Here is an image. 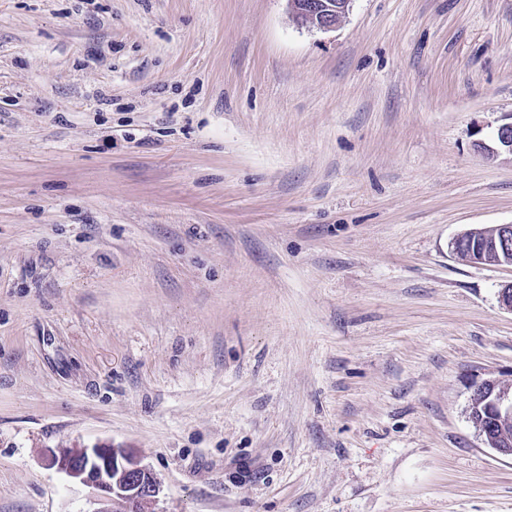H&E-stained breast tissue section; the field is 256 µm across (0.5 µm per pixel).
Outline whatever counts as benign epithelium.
<instances>
[{"label": "benign epithelium", "mask_w": 512, "mask_h": 512, "mask_svg": "<svg viewBox=\"0 0 512 512\" xmlns=\"http://www.w3.org/2000/svg\"><path fill=\"white\" fill-rule=\"evenodd\" d=\"M352 0H288L290 10L307 25L328 32L336 28L348 11ZM469 260L487 262V256H499L497 263L512 266L501 259L512 245V224L469 231ZM484 406L485 417L474 422L483 444L501 456H512V437L501 427L512 423V392L501 388L494 380L484 379L473 384L471 402ZM49 465L73 481L93 488L101 500L119 505V509L98 512H149L150 504L159 493L157 475L142 465L136 451L109 444L92 447L66 448L49 457Z\"/></svg>", "instance_id": "benign-epithelium-1"}]
</instances>
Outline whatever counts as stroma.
Returning a JSON list of instances; mask_svg holds the SVG:
<instances>
[{"label":"stroma","instance_id":"35a3bbf8","mask_svg":"<svg viewBox=\"0 0 512 512\" xmlns=\"http://www.w3.org/2000/svg\"><path fill=\"white\" fill-rule=\"evenodd\" d=\"M512 0H0V512H512ZM352 0H288L290 10L309 27L328 32L336 28ZM471 240L470 261L474 263L495 262L512 266V258L509 261L502 259V254H507V249L512 242V224H498L492 227L469 231L466 233ZM495 254L497 260L487 259V255ZM478 400L484 406L485 417L472 422L483 444L501 456L511 457L512 424L505 428L510 436L505 434L503 426L512 423V392L501 388L494 380L484 379L473 384L470 408ZM48 461L71 480L96 490L101 500L120 506L96 512H152L147 505L158 495L160 482L131 448L109 444L66 448L52 453Z\"/></svg>","mask_w":512,"mask_h":512}]
</instances>
